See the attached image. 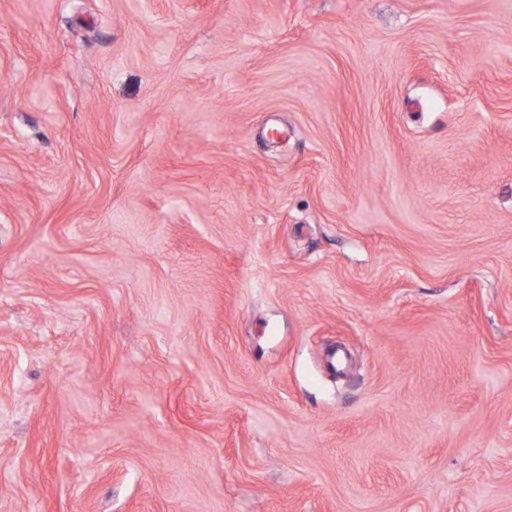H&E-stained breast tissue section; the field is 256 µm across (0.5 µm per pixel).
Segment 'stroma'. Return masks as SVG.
<instances>
[{
	"instance_id": "obj_1",
	"label": "stroma",
	"mask_w": 512,
	"mask_h": 512,
	"mask_svg": "<svg viewBox=\"0 0 512 512\" xmlns=\"http://www.w3.org/2000/svg\"><path fill=\"white\" fill-rule=\"evenodd\" d=\"M0 512H512V0H0Z\"/></svg>"
}]
</instances>
